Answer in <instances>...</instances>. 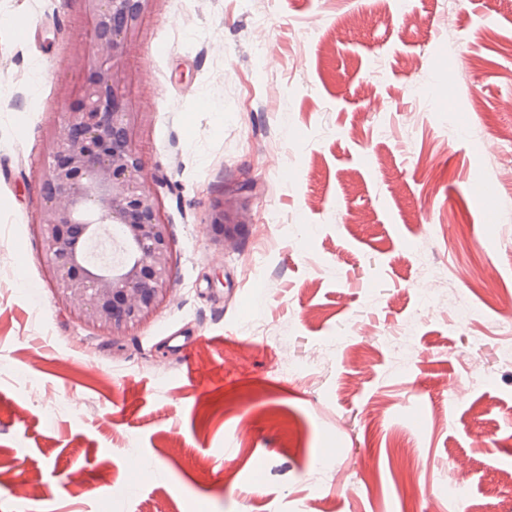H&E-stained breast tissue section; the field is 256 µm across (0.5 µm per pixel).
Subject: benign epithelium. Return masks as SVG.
I'll return each instance as SVG.
<instances>
[{
  "label": "benign epithelium",
  "instance_id": "1",
  "mask_svg": "<svg viewBox=\"0 0 512 512\" xmlns=\"http://www.w3.org/2000/svg\"><path fill=\"white\" fill-rule=\"evenodd\" d=\"M92 55L63 112L65 133L49 142L39 173L48 203L36 224L61 297L80 314L119 330L152 314L170 292L171 237L157 192L133 145L135 113L119 61L152 0H83ZM245 224L233 201L206 232L221 244Z\"/></svg>",
  "mask_w": 512,
  "mask_h": 512
}]
</instances>
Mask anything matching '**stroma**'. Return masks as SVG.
<instances>
[{"instance_id":"stroma-1","label":"stroma","mask_w":512,"mask_h":512,"mask_svg":"<svg viewBox=\"0 0 512 512\" xmlns=\"http://www.w3.org/2000/svg\"><path fill=\"white\" fill-rule=\"evenodd\" d=\"M86 29L0 0V512H512V0H152L122 65L171 291L115 332L35 228ZM226 191H224V204L215 209L211 224L205 229L213 239L225 246L228 242H233L240 237L245 229V224L239 220V212L234 209L233 200H225Z\"/></svg>"}]
</instances>
